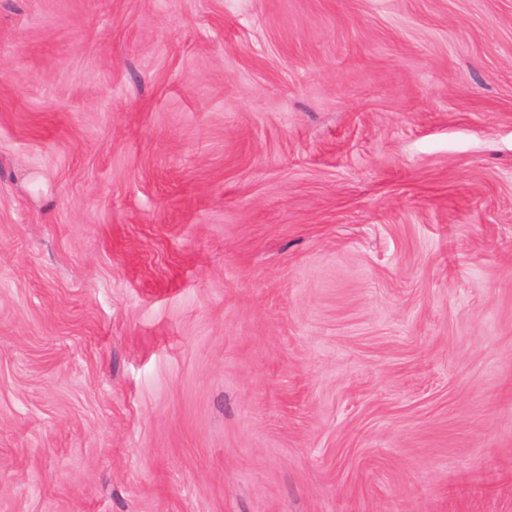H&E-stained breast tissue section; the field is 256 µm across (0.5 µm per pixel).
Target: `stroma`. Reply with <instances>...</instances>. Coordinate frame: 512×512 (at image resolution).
Here are the masks:
<instances>
[{"label": "stroma", "mask_w": 512, "mask_h": 512, "mask_svg": "<svg viewBox=\"0 0 512 512\" xmlns=\"http://www.w3.org/2000/svg\"><path fill=\"white\" fill-rule=\"evenodd\" d=\"M0 512H512V0H0Z\"/></svg>", "instance_id": "1"}]
</instances>
